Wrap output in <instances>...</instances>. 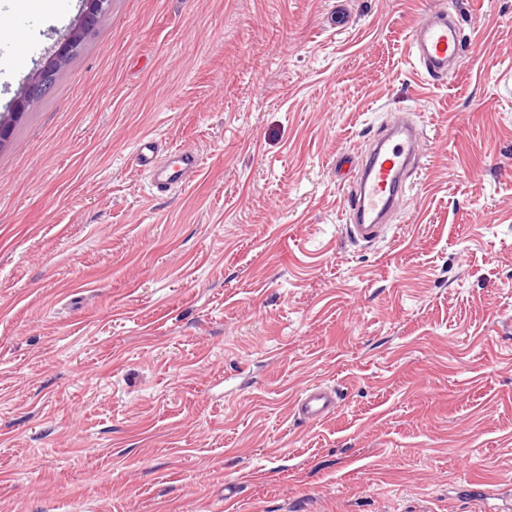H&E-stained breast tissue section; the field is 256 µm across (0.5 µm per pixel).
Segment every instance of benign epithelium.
Instances as JSON below:
<instances>
[{
	"mask_svg": "<svg viewBox=\"0 0 512 512\" xmlns=\"http://www.w3.org/2000/svg\"><path fill=\"white\" fill-rule=\"evenodd\" d=\"M112 8V0H84L83 15L79 27L59 42L49 62L39 68L22 87L21 92L9 105L10 113L0 114V145L10 133V118L25 111L28 103L39 97L53 78L57 69L62 67L78 49L83 31L96 27L107 16Z\"/></svg>",
	"mask_w": 512,
	"mask_h": 512,
	"instance_id": "obj_1",
	"label": "benign epithelium"
}]
</instances>
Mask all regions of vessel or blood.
<instances>
[{
	"mask_svg": "<svg viewBox=\"0 0 512 512\" xmlns=\"http://www.w3.org/2000/svg\"><path fill=\"white\" fill-rule=\"evenodd\" d=\"M458 18L434 11L422 17L410 31V46L419 64L432 75L443 76L457 67L462 56ZM419 135L406 121L390 126L376 144L366 162L357 185L350 191L347 206L355 215V223L345 230L358 240L372 242L387 213L403 199L404 174L419 156ZM173 170H160L157 143L145 137L139 140L135 163L149 171L158 190L167 191L182 183L184 176L200 166L198 154L179 149L173 154ZM334 390L321 385L308 388L298 397L292 413L308 423L323 421L336 412Z\"/></svg>",
	"mask_w": 512,
	"mask_h": 512,
	"instance_id": "b4317fda",
	"label": "vessel or blood"
}]
</instances>
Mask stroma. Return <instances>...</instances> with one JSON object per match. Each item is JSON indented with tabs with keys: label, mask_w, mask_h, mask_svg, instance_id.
Masks as SVG:
<instances>
[{
	"label": "stroma",
	"mask_w": 512,
	"mask_h": 512,
	"mask_svg": "<svg viewBox=\"0 0 512 512\" xmlns=\"http://www.w3.org/2000/svg\"><path fill=\"white\" fill-rule=\"evenodd\" d=\"M81 9L14 15L0 113ZM404 110L355 240L339 159ZM145 136L198 173L157 192ZM0 512H512V0H112L0 145ZM460 24L444 12H430L410 31V46L419 64L431 75L443 76L457 67L462 57ZM419 139L404 118L386 130L349 192V214L355 215L359 224H346L347 233L367 243L378 237L380 223L404 197L403 177L419 156ZM337 398L334 390L321 385L308 388L292 406L296 419L303 422H321L336 413Z\"/></svg>",
	"instance_id": "35a3bbf8"
}]
</instances>
